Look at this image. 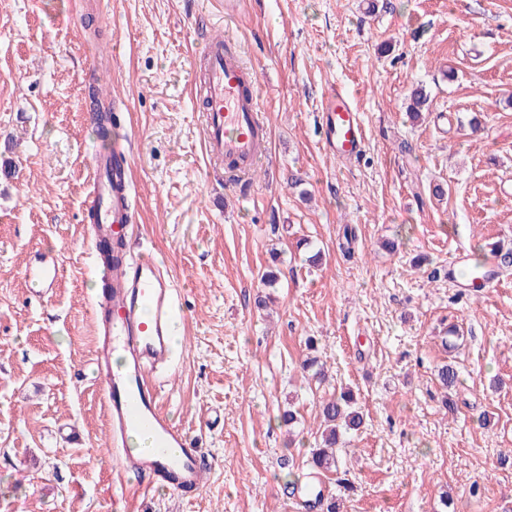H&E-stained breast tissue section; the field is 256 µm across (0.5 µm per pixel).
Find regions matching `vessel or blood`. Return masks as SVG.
Segmentation results:
<instances>
[{
    "instance_id": "obj_1",
    "label": "vessel or blood",
    "mask_w": 512,
    "mask_h": 512,
    "mask_svg": "<svg viewBox=\"0 0 512 512\" xmlns=\"http://www.w3.org/2000/svg\"><path fill=\"white\" fill-rule=\"evenodd\" d=\"M203 56L197 94L204 102L206 154L211 163L248 175L266 155L260 77L240 53L227 49L225 40H211ZM322 119L330 153L340 161L355 157L365 143V130L347 94L331 91L323 100ZM111 163V178L95 177L86 200L94 213L92 242L105 240L112 246L111 253L96 255L102 290L94 303L98 338L92 357L110 423L109 445L122 450L131 433H148L152 447L125 454L124 470L189 500L202 487L205 450L162 411L161 391L153 380L154 371L169 360L177 290L159 264L133 255L130 161L122 141L113 142Z\"/></svg>"
}]
</instances>
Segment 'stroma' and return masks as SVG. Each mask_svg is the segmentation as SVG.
<instances>
[{
	"mask_svg": "<svg viewBox=\"0 0 512 512\" xmlns=\"http://www.w3.org/2000/svg\"><path fill=\"white\" fill-rule=\"evenodd\" d=\"M207 36L263 84L269 158L246 179L209 171ZM335 87L366 133L347 162L324 146ZM97 104L126 134L134 237L179 290L154 381L209 450L189 502L121 481L105 446ZM496 244L512 247V0H243L230 18L224 0H0V512H304L289 479L320 401L348 389L364 424L323 476L341 512H512V267L490 288L446 276L457 250ZM39 255L58 269L44 288L26 274ZM310 355L326 383L305 378Z\"/></svg>",
	"mask_w": 512,
	"mask_h": 512,
	"instance_id": "35a3bbf8",
	"label": "stroma"
}]
</instances>
